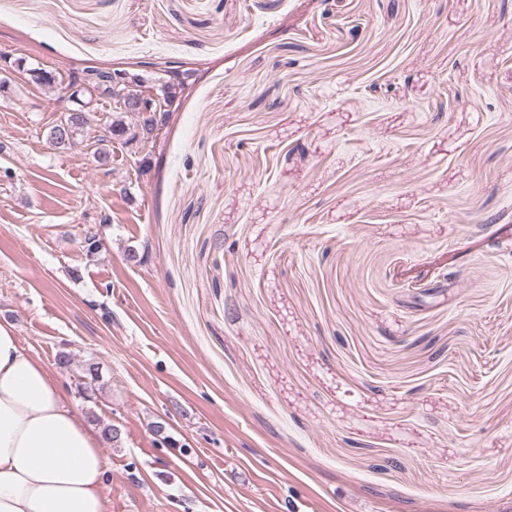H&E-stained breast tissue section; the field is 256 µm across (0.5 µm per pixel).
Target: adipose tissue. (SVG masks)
Returning a JSON list of instances; mask_svg holds the SVG:
<instances>
[{
  "label": "adipose tissue",
  "mask_w": 512,
  "mask_h": 512,
  "mask_svg": "<svg viewBox=\"0 0 512 512\" xmlns=\"http://www.w3.org/2000/svg\"><path fill=\"white\" fill-rule=\"evenodd\" d=\"M104 441L0 324V512H106Z\"/></svg>",
  "instance_id": "1"
}]
</instances>
